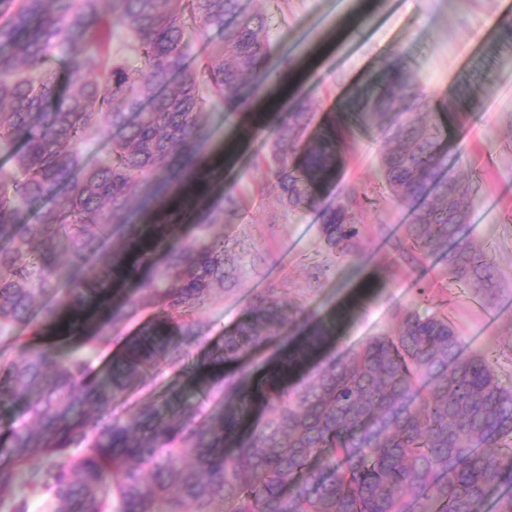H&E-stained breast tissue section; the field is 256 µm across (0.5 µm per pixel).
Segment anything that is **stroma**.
Here are the masks:
<instances>
[{
	"mask_svg": "<svg viewBox=\"0 0 512 512\" xmlns=\"http://www.w3.org/2000/svg\"><path fill=\"white\" fill-rule=\"evenodd\" d=\"M242 6L266 19L276 44L274 61L319 58L300 89L313 104L307 131L315 133L332 117L349 128L326 198L336 200L349 187L370 198L359 216L360 253L340 259L328 249L318 210H281L273 193L263 189L266 139L253 140L236 164L219 174L244 201L237 221L213 229L235 259L236 281L194 312L193 360L179 369L162 366L144 400L158 406L163 393L196 392L194 359L245 318L261 295L311 321L331 313L340 319L334 341L292 379V387L369 339L394 334L408 312L448 314L467 338L468 350L489 354L502 384L512 387V61L496 62L500 35L489 25L502 13V0H242ZM357 7L367 9V19L347 26ZM381 61L416 76L427 100L422 120L445 131L448 169L479 185L480 220L464 224L462 235L490 258L489 286L456 282L444 255L411 259L394 248L408 210L389 199L379 174L385 140L359 127V113L379 87L370 74ZM478 78L487 79L492 91L481 111L473 112L461 89ZM421 282L430 286L423 297L417 294ZM492 311L499 318L491 324ZM290 345L288 336L271 337L241 361L225 364V381L255 383Z\"/></svg>",
	"mask_w": 512,
	"mask_h": 512,
	"instance_id": "obj_1",
	"label": "stroma"
}]
</instances>
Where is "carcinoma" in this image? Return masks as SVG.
Masks as SVG:
<instances>
[{"label": "carcinoma", "mask_w": 512, "mask_h": 512, "mask_svg": "<svg viewBox=\"0 0 512 512\" xmlns=\"http://www.w3.org/2000/svg\"><path fill=\"white\" fill-rule=\"evenodd\" d=\"M114 27L126 31L118 48L108 42ZM1 45L0 154L10 160L0 167L1 497L32 466L44 512H156L160 500L164 512H214L217 501L224 512H483L492 490L512 487V388L436 314L404 315L396 335L370 339L298 390L284 380L336 335L334 315L264 382L227 386L220 410L205 415L176 392L165 414L132 399L160 365L190 357L175 337L195 336L192 313L234 278L235 259L209 226L239 216L235 190L224 188L195 225L194 251L163 224L126 225L121 252L102 242L135 209L137 187L190 176L198 192L184 207L205 202L216 166L197 155L204 117L241 109L244 81L257 93L272 72L262 16L240 0H0ZM489 93L482 83L463 88L472 108ZM425 106L414 75L392 69L360 113L388 145L381 174L391 199L411 207L395 249L444 252L454 280L483 286L491 262L459 236L479 187L444 172L440 128L418 121ZM310 112L296 100L271 133L267 183L288 213L319 206L346 145L347 131L331 121L293 160ZM38 201L34 222L20 223ZM362 208L349 188L322 210L326 244L345 258L359 253ZM155 244L166 261L135 293L112 299L111 281L135 275ZM89 255L96 263L86 266ZM100 306V323H71L86 344H109L117 324L141 321L104 375L52 340L63 316ZM296 318L259 300L199 363V387L224 382L225 363ZM17 324L29 332L14 333ZM257 409L266 421L251 431Z\"/></svg>", "instance_id": "carcinoma-1"}]
</instances>
